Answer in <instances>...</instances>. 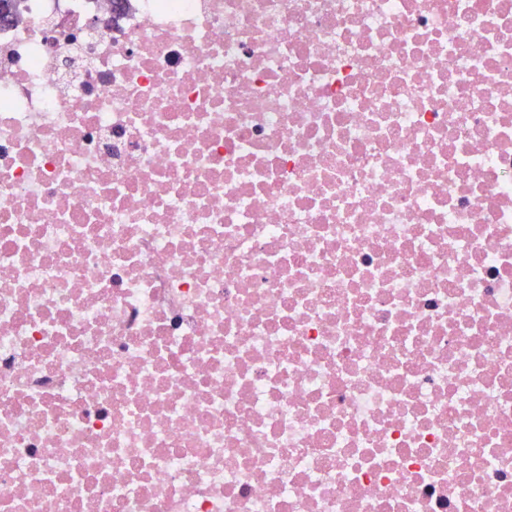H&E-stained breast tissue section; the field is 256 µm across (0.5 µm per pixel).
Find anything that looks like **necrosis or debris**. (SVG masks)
<instances>
[{
	"instance_id": "4bbe7bcc",
	"label": "necrosis or debris",
	"mask_w": 512,
	"mask_h": 512,
	"mask_svg": "<svg viewBox=\"0 0 512 512\" xmlns=\"http://www.w3.org/2000/svg\"><path fill=\"white\" fill-rule=\"evenodd\" d=\"M0 512H512V0H17Z\"/></svg>"
}]
</instances>
